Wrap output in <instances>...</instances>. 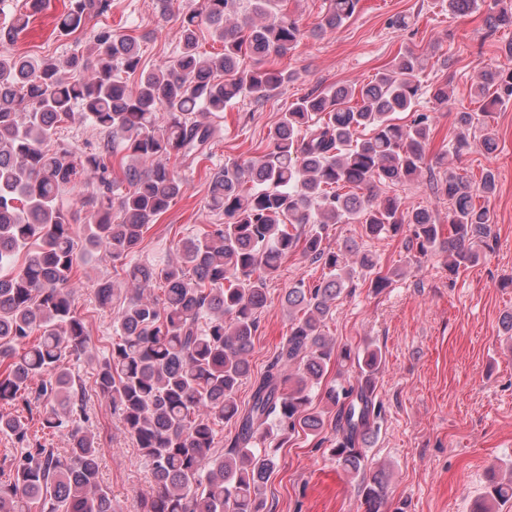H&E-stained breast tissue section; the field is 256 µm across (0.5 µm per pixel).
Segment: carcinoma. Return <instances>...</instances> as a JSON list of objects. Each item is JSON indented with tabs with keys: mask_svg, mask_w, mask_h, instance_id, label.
<instances>
[{
	"mask_svg": "<svg viewBox=\"0 0 512 512\" xmlns=\"http://www.w3.org/2000/svg\"><path fill=\"white\" fill-rule=\"evenodd\" d=\"M239 2L202 0L181 15V47L151 71L142 68L137 39L110 27L92 31L87 51L62 63L13 53L9 45L44 0H24L0 22V403L21 407L0 414V435L16 448L8 471L0 469V512H32L36 505L39 512H127L100 483L88 391L73 370L91 337L72 280L95 253L121 261L124 279L135 285L125 296L109 280L94 287L100 307H117L116 340L97 365L94 392L151 469L157 491L139 501L138 512H268L266 486L279 448L299 431L321 434L333 414L332 455L360 478L366 512H379L388 474L369 462L368 443L379 413L382 352L346 345L336 353L325 334L333 303L353 287L354 270L347 249L323 246L324 234L331 224H359L379 238L407 225L420 255L442 247L449 273L478 263L497 178L488 169L473 185L454 171L453 160L476 128L483 149L495 151L489 118L512 99V68L480 72L471 87L480 111H456L459 133L438 158L448 241L432 210H409L396 194L370 192L418 181L425 164L429 116L398 123L421 90L423 60L405 52L358 88L300 97L262 155L226 163L211 177L208 206L224 214V223L181 241L172 261H132L144 230L182 193L169 161L199 162L211 150L210 118L242 98L266 100L294 79L278 61L300 41L298 21L271 12L274 0H254L257 19L240 23ZM358 2L329 0L320 30L339 28ZM442 6L456 15L479 9L478 0H442ZM111 10L112 0H67L56 29L74 34ZM203 24L222 43L215 56L199 50ZM244 56L254 59L252 67L241 66ZM119 70L137 76L135 84L122 81ZM76 107L104 135L95 153L55 144ZM115 140L124 152L117 166ZM86 172L97 175L90 189L80 180ZM78 191L93 209L83 225L63 201ZM301 241L304 253L323 265V277L288 289V336L242 410L236 392L250 375L248 354L268 282ZM358 265L375 275L373 288L387 285L372 253H360ZM158 281L161 298L151 293ZM333 359L354 367L357 379L327 387L319 409L312 391ZM24 411L39 413L41 429L68 436L66 454L31 436ZM230 421L238 432L219 452L215 426ZM510 499L512 481L494 483L470 512H493V504Z\"/></svg>",
	"mask_w": 512,
	"mask_h": 512,
	"instance_id": "1",
	"label": "carcinoma"
}]
</instances>
